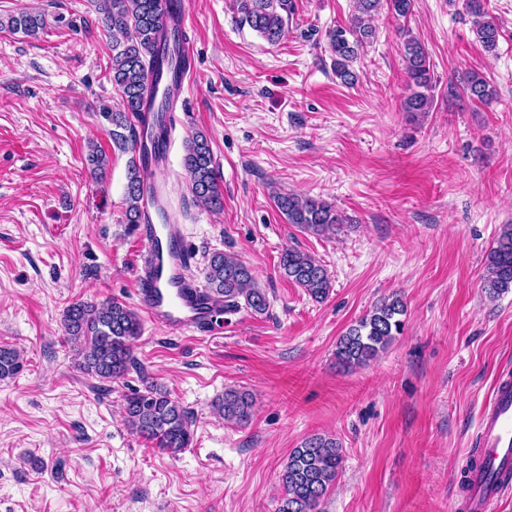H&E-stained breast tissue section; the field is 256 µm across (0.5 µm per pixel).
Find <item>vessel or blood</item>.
Masks as SVG:
<instances>
[{
    "label": "vessel or blood",
    "instance_id": "1",
    "mask_svg": "<svg viewBox=\"0 0 512 512\" xmlns=\"http://www.w3.org/2000/svg\"><path fill=\"white\" fill-rule=\"evenodd\" d=\"M141 235L149 250L136 268V298L148 319L172 335L191 328L220 334L223 326L203 286L182 275L191 256L180 245L179 225L145 224ZM476 438L482 465L470 474L467 509L493 512L501 493L498 479L512 470V381L496 386L478 420Z\"/></svg>",
    "mask_w": 512,
    "mask_h": 512
}]
</instances>
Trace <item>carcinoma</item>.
<instances>
[{"label":"carcinoma","mask_w":512,"mask_h":512,"mask_svg":"<svg viewBox=\"0 0 512 512\" xmlns=\"http://www.w3.org/2000/svg\"><path fill=\"white\" fill-rule=\"evenodd\" d=\"M180 0H95L98 13L112 31V84L120 92L123 111L109 113L115 129L112 140L119 145L131 144V150L148 146L138 142L134 128L127 124V115L151 124L167 142L168 127L164 113L170 98L156 102V84L168 74L172 80L191 65L186 48L187 37L177 25H165L167 14L176 15ZM396 16L405 18L413 10V0H356V14L349 25H338L328 33L336 76L351 84L356 74L351 69L375 32L370 18L381 5ZM232 7L240 21L248 24L267 42L273 44L288 34L291 0H233ZM477 40L489 53H495L501 36L498 25L487 16L482 0H466ZM0 28L35 37L45 28L39 12L21 11L0 20ZM408 94L403 99L406 112H427L432 102V76L429 53L414 36L403 44ZM463 92L475 103H489L495 96L490 82L480 73L467 74ZM94 178L100 179L109 165L106 153L94 145L86 156ZM183 166L189 177L193 202L209 210L223 208L222 178L215 166L207 136L201 132L186 140ZM148 175L134 162H129L125 185V223L137 226L146 219L145 196L154 194L147 183ZM274 200L288 223L315 235L336 233L347 219L335 205L326 200L277 192ZM279 268L285 278L303 288L319 301L331 288L327 269L312 256L296 248L284 249ZM202 275L215 305H224V313L244 308L258 316L268 313L270 302L266 291L257 286L252 269L233 254L215 251L203 267ZM484 288L494 298L512 291V224H506L487 255ZM405 304L398 295H391L374 307L339 338L336 361L346 369L367 364L385 350L401 334ZM65 340L74 351L78 366L86 374L102 381L123 378L133 363V347L142 334L138 313L115 300L103 303L74 302L63 313ZM23 368L20 351L0 345V380L17 375ZM227 422L250 421L252 397L245 391L229 389L216 403ZM122 410L133 434L147 440L158 450L176 455L191 447L194 439L190 412L160 384L148 382L143 389L123 395ZM342 454L337 442L321 435L303 440L292 450L284 465L280 482L282 494L276 512H320L318 506L336 482L342 468Z\"/></svg>","instance_id":"obj_1"}]
</instances>
